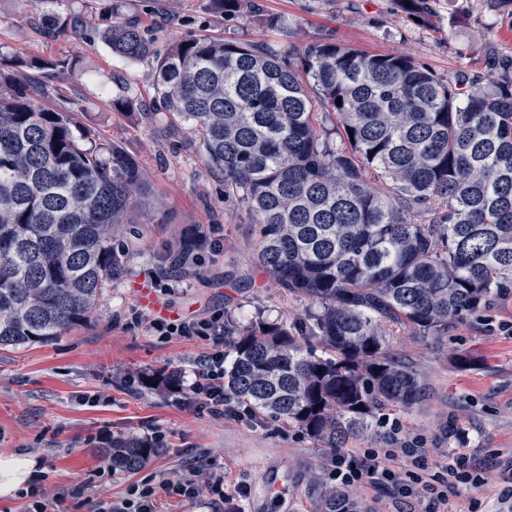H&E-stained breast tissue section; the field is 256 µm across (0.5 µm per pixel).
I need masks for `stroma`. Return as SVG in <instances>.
I'll return each mask as SVG.
<instances>
[{"label":"stroma","instance_id":"35a3bbf8","mask_svg":"<svg viewBox=\"0 0 512 512\" xmlns=\"http://www.w3.org/2000/svg\"><path fill=\"white\" fill-rule=\"evenodd\" d=\"M255 7L226 18L209 0H122L140 18L156 49L201 32L248 38L273 46L306 44L329 33L341 43L375 53H402L439 76L459 68L478 74L488 54L512 52V23L486 0H437L428 25L408 21L395 0H255ZM105 0H0V62L19 57L67 58L71 66L50 81L53 107H65L73 131L121 147L139 163L157 208L134 209L137 235L128 246L124 276L114 281L89 321L52 342L0 349V484L16 458H35L36 474L54 512H89L92 500L124 496L128 486L151 476L172 479L196 466L224 475L226 493L246 485L237 512H313L311 477L324 473L326 452L300 429L258 419L245 407L215 417L190 390L197 360L209 344L198 338L166 342L144 328L127 327L139 307L138 289L160 277L158 258L185 241L198 260L164 302L186 316L221 309L235 321L296 322L308 300L278 288L257 269L254 226L243 208L224 201V178L200 153L187 130L154 111V62H130L93 32L69 28L49 33L43 14L67 19L98 17ZM284 21L271 28L269 19ZM130 97L134 108L115 107ZM392 348L425 379V399L409 410H390L373 435L350 442L344 453L363 461L368 449L427 448L432 460L448 452L471 456L485 481L461 491L457 512H496L504 487L497 454L512 449V294L439 338H421L390 327ZM475 362L459 367L456 356ZM177 371L176 388H146L142 379ZM105 394L90 406L83 396ZM159 431L165 443L141 468L127 471L102 452L100 435L146 438ZM84 485L86 503L69 491ZM351 493L372 512H433L426 493L401 498L368 483Z\"/></svg>","mask_w":512,"mask_h":512}]
</instances>
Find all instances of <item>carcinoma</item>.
<instances>
[{
  "label": "carcinoma",
  "mask_w": 512,
  "mask_h": 512,
  "mask_svg": "<svg viewBox=\"0 0 512 512\" xmlns=\"http://www.w3.org/2000/svg\"><path fill=\"white\" fill-rule=\"evenodd\" d=\"M431 2L396 0L423 25ZM100 37L130 60L154 57L164 111L222 173L224 201L254 218L256 264L316 306L289 324L224 316V401L301 429L329 454L388 407L421 403L426 383L386 328L445 336L512 293V54L484 59L486 82L328 34L301 49L194 34L157 54L125 15ZM68 67L26 57L0 68L4 349L90 318L125 273L120 235L147 195L133 157L75 136L68 112L29 94L36 77ZM155 452L137 438L108 449L126 470ZM312 484L315 512H371L345 489Z\"/></svg>",
  "instance_id": "carcinoma-1"
}]
</instances>
